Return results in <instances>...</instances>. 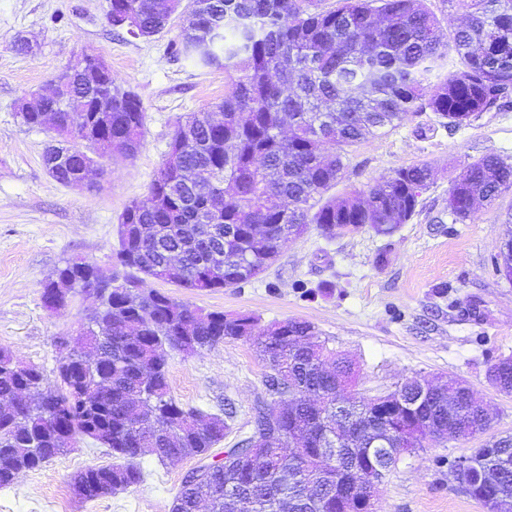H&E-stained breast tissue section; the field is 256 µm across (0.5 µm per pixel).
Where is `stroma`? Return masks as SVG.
<instances>
[{
    "label": "stroma",
    "mask_w": 512,
    "mask_h": 512,
    "mask_svg": "<svg viewBox=\"0 0 512 512\" xmlns=\"http://www.w3.org/2000/svg\"><path fill=\"white\" fill-rule=\"evenodd\" d=\"M107 6L108 0H0V348L38 367L52 385L67 348L60 338L80 346L98 301L76 292L65 307L51 310L42 301L44 284L71 259L123 277L115 260L119 215L146 197L176 120L224 97L223 69H202L175 55L180 14L162 33L134 38L107 23ZM20 36L32 42L31 54L16 51ZM86 54L102 56L115 84L138 95L145 133L135 158L105 160L103 177L65 186L42 161L48 132L25 126L18 104L48 92L56 76ZM487 154L512 162V106L449 129L433 112L411 114L387 135L349 148L332 190L336 196L362 192L395 169L428 163L432 177L417 211L393 234L366 226L328 239L312 227L286 241L275 261L241 287L196 291L154 279L146 286L205 313L253 316L261 329L291 319L311 323L359 368L356 391L363 396L413 377L464 379L486 403L492 433L512 435V395L487 381L492 364L512 357V281L494 266L512 238V189L463 221L448 209L454 181ZM267 373L251 340L191 355L170 351L174 398L230 415L211 460H222L225 448L250 434L254 409L268 397ZM478 445L450 438L403 455L374 488L376 512H486L450 472L451 462ZM112 462L110 449L78 438L65 455L0 488V512H171L184 476L197 464L190 457L162 463L147 453L139 459L142 483L92 501L75 497L74 474Z\"/></svg>",
    "instance_id": "stroma-1"
}]
</instances>
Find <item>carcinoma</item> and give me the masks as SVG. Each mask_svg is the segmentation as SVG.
Wrapping results in <instances>:
<instances>
[{"mask_svg": "<svg viewBox=\"0 0 512 512\" xmlns=\"http://www.w3.org/2000/svg\"><path fill=\"white\" fill-rule=\"evenodd\" d=\"M182 0H112V28L151 37L167 26ZM465 23L448 27L443 40L437 18L424 0H336L327 10L317 0H192L174 52L200 68L224 67V100L219 119L204 110L177 123L169 150L151 181L147 197L118 217L117 256L131 270L112 284L86 260L59 268L65 292L54 282L42 300L61 305L69 295L98 287L100 308L84 335L95 341L98 362L84 365L69 352L57 366L60 387L46 389L43 372L22 366L0 348V488L22 471L64 454L53 439L63 427L70 437H87L112 450L118 462L88 467L72 480L83 500H94L137 485L144 472L137 459L145 450L161 461L207 457L229 430L224 416L186 408L170 392L168 350L194 354L226 340L256 337L263 359L274 360L266 386L282 399L273 420L272 402L255 408L258 426L278 437L263 448L252 437L234 453L252 460L222 463L204 484H182L172 512H336V495L325 491L324 467L345 464L346 448H366L385 435L395 419L411 430L407 447H426L433 432L473 439L487 433L484 401L454 380L444 385L412 378L396 392L425 391L419 404L399 414H376L364 399L342 398L344 384L359 382V370L328 348L315 327L288 320L255 332L249 315L199 314L156 290L141 289L152 278L179 288L204 291L238 288L261 274L283 241L314 224L329 239L368 225L390 234L415 214L428 185L427 163L398 168L367 193L324 197L345 168V148L395 128L412 112L429 110L440 125L461 123L509 103L512 94V0H448ZM456 69L437 82L431 75ZM55 113L47 126L53 144L43 164L59 183L79 178L90 156L132 159L142 145L146 113L138 96L114 85L87 56L73 79L41 109L22 113L28 127H44L43 112ZM512 188V163L486 155L469 163L448 196L458 219L478 201L491 202ZM492 386L512 394V358L492 364ZM305 437L310 460L290 450L288 436ZM393 449L382 444L372 461L346 470L340 485L356 491L381 482L394 466ZM474 490L502 495L512 507V436H492L470 449Z\"/></svg>", "mask_w": 512, "mask_h": 512, "instance_id": "obj_1", "label": "carcinoma"}]
</instances>
